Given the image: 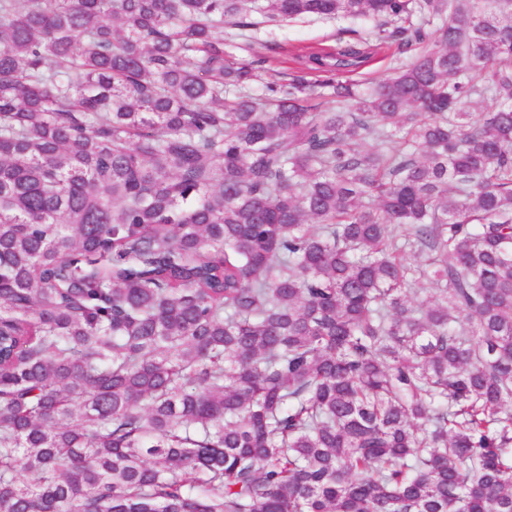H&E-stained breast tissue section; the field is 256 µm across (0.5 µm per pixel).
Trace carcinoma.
Here are the masks:
<instances>
[{"instance_id":"1","label":"carcinoma","mask_w":512,"mask_h":512,"mask_svg":"<svg viewBox=\"0 0 512 512\" xmlns=\"http://www.w3.org/2000/svg\"><path fill=\"white\" fill-rule=\"evenodd\" d=\"M0 512H512V0H0ZM373 23L355 22L343 17H320L309 15L288 21H279L263 25L249 34L255 40L262 41L266 47L260 51L267 58L265 67L273 79L281 80L290 69L303 67L296 54H308L322 49H336L339 34L347 28H357L369 34L372 41ZM409 55H397L394 46L385 48L376 52L367 62L362 63L359 68L348 75L353 79L368 83L392 73L397 64L406 60Z\"/></svg>"}]
</instances>
